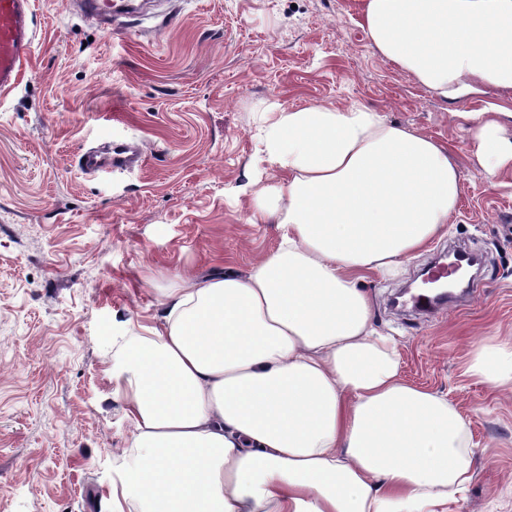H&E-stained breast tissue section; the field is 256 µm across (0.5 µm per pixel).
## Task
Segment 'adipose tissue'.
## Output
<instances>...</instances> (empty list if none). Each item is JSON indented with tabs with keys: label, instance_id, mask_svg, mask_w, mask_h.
<instances>
[{
	"label": "adipose tissue",
	"instance_id": "adipose-tissue-1",
	"mask_svg": "<svg viewBox=\"0 0 512 512\" xmlns=\"http://www.w3.org/2000/svg\"><path fill=\"white\" fill-rule=\"evenodd\" d=\"M372 46L461 112L478 152L512 166V0H362ZM256 190L278 247L240 277H178L119 378L134 431L113 504L133 512H427L471 478L464 418L400 378L371 323L367 272L441 233L460 193L451 146L362 105L275 108ZM468 371L512 392V340Z\"/></svg>",
	"mask_w": 512,
	"mask_h": 512
}]
</instances>
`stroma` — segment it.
<instances>
[{"mask_svg": "<svg viewBox=\"0 0 512 512\" xmlns=\"http://www.w3.org/2000/svg\"><path fill=\"white\" fill-rule=\"evenodd\" d=\"M34 51L0 93V512H111L133 426L113 378L124 336L155 324L176 274L247 275L281 231L239 189L282 178L257 127L276 106L364 105L452 145L446 226L396 273L368 274L373 325L401 377L468 424L473 478L448 512H512V394L470 376L512 337V173L476 128L384 62L361 0H150L109 30L34 0ZM138 141L142 166L81 174V149ZM451 249L478 251L476 292L424 320L391 298Z\"/></svg>", "mask_w": 512, "mask_h": 512, "instance_id": "35a3bbf8", "label": "stroma"}]
</instances>
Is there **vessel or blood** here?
I'll return each mask as SVG.
<instances>
[{
	"label": "vessel or blood",
	"instance_id": "1",
	"mask_svg": "<svg viewBox=\"0 0 512 512\" xmlns=\"http://www.w3.org/2000/svg\"><path fill=\"white\" fill-rule=\"evenodd\" d=\"M145 0H76L80 15L103 26L120 18H135ZM33 0H0V93L13 89L31 56L35 35L31 28ZM135 144L107 145L80 152L78 165L87 175L107 170L126 171L141 162Z\"/></svg>",
	"mask_w": 512,
	"mask_h": 512
}]
</instances>
